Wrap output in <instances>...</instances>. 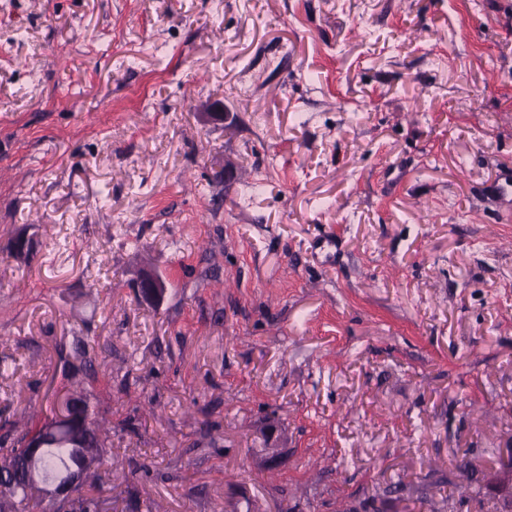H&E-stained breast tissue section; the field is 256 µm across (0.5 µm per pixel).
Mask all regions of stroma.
<instances>
[{
	"label": "stroma",
	"instance_id": "1",
	"mask_svg": "<svg viewBox=\"0 0 512 512\" xmlns=\"http://www.w3.org/2000/svg\"><path fill=\"white\" fill-rule=\"evenodd\" d=\"M507 169L512 0H0V419L81 386L154 512H493ZM140 298L153 305L163 301L166 294V283L153 273H143L139 277Z\"/></svg>",
	"mask_w": 512,
	"mask_h": 512
}]
</instances>
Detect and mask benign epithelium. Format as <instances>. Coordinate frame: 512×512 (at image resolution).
<instances>
[{
    "mask_svg": "<svg viewBox=\"0 0 512 512\" xmlns=\"http://www.w3.org/2000/svg\"><path fill=\"white\" fill-rule=\"evenodd\" d=\"M140 298L153 305L163 301L166 294V283L152 273H143L139 277ZM59 410L54 415L45 419L50 428L59 426L66 427L69 432L76 436L77 447L87 449L86 466L78 470L71 469L69 476L64 480H57L49 483L44 489V498L49 501L51 512H84L87 508V501L81 499L78 487L95 471V468L104 457V449L112 445V441L101 437L91 439L94 431V415L87 398H79V394H68L58 400ZM24 447L26 455L20 462L13 458L0 457V481L4 485L0 489H7L8 478L22 470L26 471L30 478L35 477L38 469L36 462L45 448V438L39 434L27 437ZM500 495H502L503 512H512V463L505 465L498 478Z\"/></svg>",
    "mask_w": 512,
    "mask_h": 512,
    "instance_id": "benign-epithelium-1",
    "label": "benign epithelium"
}]
</instances>
